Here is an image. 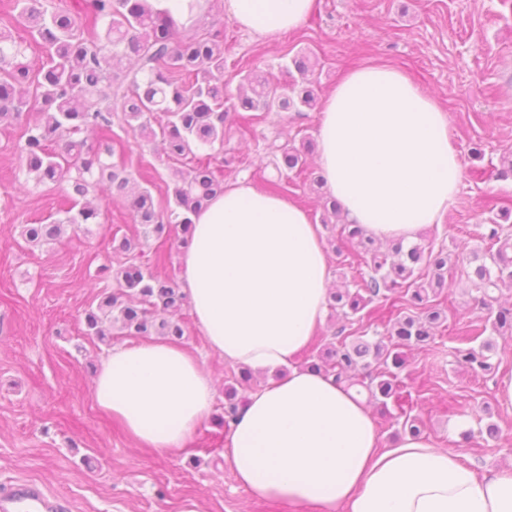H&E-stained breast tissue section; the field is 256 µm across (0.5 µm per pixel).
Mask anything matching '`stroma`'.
Wrapping results in <instances>:
<instances>
[{
    "instance_id": "1",
    "label": "stroma",
    "mask_w": 512,
    "mask_h": 512,
    "mask_svg": "<svg viewBox=\"0 0 512 512\" xmlns=\"http://www.w3.org/2000/svg\"><path fill=\"white\" fill-rule=\"evenodd\" d=\"M224 25V79L234 96L247 73H270L296 53L316 62L318 95L368 62L392 63L429 93L448 114V130L463 155L464 181L442 223L428 225L421 239L452 252L482 244L484 224L501 207H512V172L502 173V154L512 152V8L501 0H317L296 31L258 37L240 30L224 13V0H204L194 33ZM318 109L247 112L224 129L225 183L248 179L265 185L273 175L269 146L315 139ZM25 119L0 125V492L20 482L36 485L48 512H296L283 503L257 501L240 487L226 462L231 433L219 424L223 401L188 445L169 454L141 448L94 400V377L111 346L135 339L113 331L110 343L86 335L84 312L114 288L101 266L119 267L113 237H127L146 255L163 254L161 276L179 277L177 236L143 239L124 200H100V223L64 228L49 244L32 246L25 224L56 214L65 205L59 187L36 183L21 164L18 146ZM480 146L483 159L469 150ZM112 163L146 180L158 205L175 163L160 161L153 146L135 135L121 116L100 139ZM447 315L429 346L406 351L399 403L375 410L383 444L404 435L402 413L417 416L439 447L463 454L477 475L512 463V415L503 411L497 386L512 370V337L485 332L492 343L490 371L459 365L457 330L480 323L465 269L448 277L440 297ZM183 348L199 358L217 389L235 384L238 367L210 354L191 311H184ZM499 434L490 437L488 425Z\"/></svg>"
}]
</instances>
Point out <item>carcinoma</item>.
I'll return each mask as SVG.
<instances>
[{
  "mask_svg": "<svg viewBox=\"0 0 512 512\" xmlns=\"http://www.w3.org/2000/svg\"><path fill=\"white\" fill-rule=\"evenodd\" d=\"M19 18L27 23L32 40L45 53L38 70L34 100L23 97L29 84V66L17 62L6 70L1 64L21 54L11 34L0 29V124L38 109L28 122L21 161L38 184L66 187L71 208L49 224H26L22 235L35 245L55 240L65 226L93 224L99 208L81 202L91 185L127 201L133 222L143 236L162 235L167 228L189 232L196 215L216 195L224 192L210 159L224 149V34L208 37L187 33L186 25L165 12L153 10L146 0H71L67 9H51L48 0H13ZM105 24V36L98 27ZM139 64L134 73L122 69L123 61ZM314 64L297 55L283 69L289 81L279 84L267 75H248V90L231 105L234 112H300L313 108L316 96L309 73ZM121 110L124 122L147 141L161 139L160 151L182 164L167 190V207L159 209L151 191L132 175L108 163L104 151L77 140L74 135L91 129L112 131V107ZM311 143L270 145L276 178L269 188L288 191L291 175L307 171ZM309 172V171H307ZM316 185L321 175L309 172ZM339 224L338 241L357 248V265L365 266L360 280L330 293L329 306L344 317L369 318L372 304L384 298L398 307L381 336H355L347 340L340 328L339 346L327 347L309 357L308 367L335 377L338 382L363 386L380 407L399 400L404 349L428 346L435 331L447 320L438 301L446 277L458 261L444 247L401 242L387 251L374 246L358 224L341 223L336 199H324L321 223ZM512 209L503 207L488 219L482 240L487 246L472 252L469 281L475 300L487 312L486 322L495 333L512 332V306L498 304L505 288H512ZM112 250L127 256L116 269V289L100 295L96 307L85 312L86 334L105 341L118 326L125 336H164L177 341L184 329L176 315L187 304L179 285L164 278L129 239L115 240ZM491 343L457 347L458 363L473 370H490L487 352ZM224 416L219 424L231 428L243 406L244 396L229 387L224 393Z\"/></svg>",
  "mask_w": 512,
  "mask_h": 512,
  "instance_id": "1",
  "label": "carcinoma"
}]
</instances>
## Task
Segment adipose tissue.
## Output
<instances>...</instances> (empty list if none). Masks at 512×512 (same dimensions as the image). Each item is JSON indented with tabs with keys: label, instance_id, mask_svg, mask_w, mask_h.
Masks as SVG:
<instances>
[{
	"label": "adipose tissue",
	"instance_id": "ef3b65f1",
	"mask_svg": "<svg viewBox=\"0 0 512 512\" xmlns=\"http://www.w3.org/2000/svg\"><path fill=\"white\" fill-rule=\"evenodd\" d=\"M317 0H224L243 31L296 30ZM318 161L346 223L378 242L418 241L441 223L464 179L448 115L404 70L368 64L322 100ZM179 279L211 354L284 378L246 393L227 461L253 499L299 512H512V464L477 475L427 436L382 446L358 388L298 368L328 313L331 271L321 227L293 199L245 181L193 218ZM94 398L139 445L184 447L213 411L203 364L168 340L109 352Z\"/></svg>",
	"mask_w": 512,
	"mask_h": 512
}]
</instances>
